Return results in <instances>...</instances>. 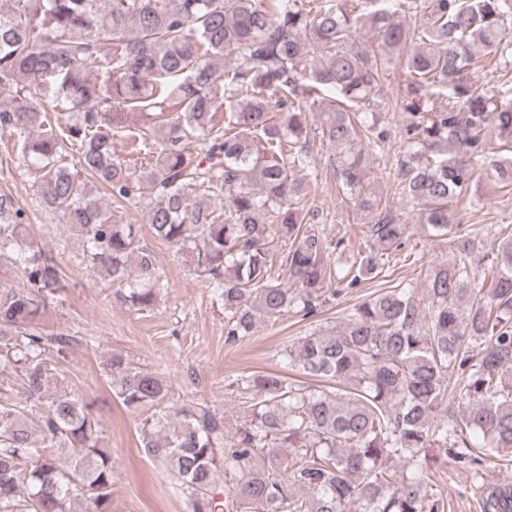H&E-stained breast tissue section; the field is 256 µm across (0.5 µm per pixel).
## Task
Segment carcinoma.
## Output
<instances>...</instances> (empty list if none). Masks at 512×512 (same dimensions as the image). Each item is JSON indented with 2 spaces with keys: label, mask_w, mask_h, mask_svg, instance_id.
<instances>
[{
  "label": "carcinoma",
  "mask_w": 512,
  "mask_h": 512,
  "mask_svg": "<svg viewBox=\"0 0 512 512\" xmlns=\"http://www.w3.org/2000/svg\"><path fill=\"white\" fill-rule=\"evenodd\" d=\"M363 31L377 45L352 50ZM397 67L411 96L402 189L431 236L463 240L428 274L431 317L396 282L343 325L295 337L282 364L321 384L276 372L232 380L244 421L230 436L205 404L171 411L155 373L118 356L106 364L113 395L140 417V448L191 512H447L426 480L440 463L471 474L480 512H512V482L486 477L512 461V238L492 247L493 275L481 281L470 259L478 232L449 207L471 186L468 161L485 154L486 131L512 153V87L475 79L512 69V0H0V135L37 174L39 206L81 237L124 301L154 305L155 255L63 162L75 147L113 200L147 201L153 236L191 253L224 305L226 344L290 311L317 315L341 293L328 283L374 279L403 247L407 220L384 216L359 262L340 264L350 238L329 240L322 214L294 208L307 194L293 172L309 167L316 106L344 197L364 212L378 206L365 179L389 140L382 80ZM437 86L451 99L444 110L422 101ZM46 97L64 125L40 106ZM132 112L143 117L134 131ZM118 137L134 140L149 171L115 154ZM488 164L512 184L511 157ZM219 194L231 199L226 215L210 206ZM28 221L0 194V259L18 262L27 282L0 291V365L16 374L0 408V512H112L114 463L93 405L49 364L69 339L39 324L62 267L24 244ZM277 260L287 288L271 274Z\"/></svg>",
  "instance_id": "1"
}]
</instances>
